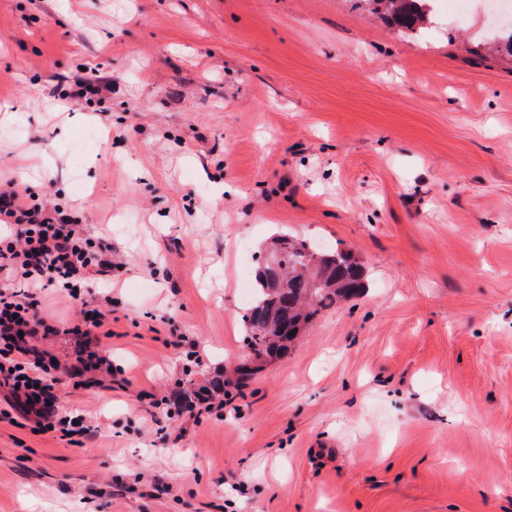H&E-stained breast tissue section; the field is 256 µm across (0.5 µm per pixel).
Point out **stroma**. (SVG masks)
<instances>
[{
    "label": "stroma",
    "instance_id": "stroma-1",
    "mask_svg": "<svg viewBox=\"0 0 512 512\" xmlns=\"http://www.w3.org/2000/svg\"><path fill=\"white\" fill-rule=\"evenodd\" d=\"M0 191L123 263L39 289L72 447L0 415V512H512V25L375 0H0ZM365 291L242 390L240 277L272 237ZM205 394L193 415L169 405ZM384 4L392 21L401 28L415 32L428 22L427 0H375ZM82 306V324L65 330L66 335L75 337L82 349L75 363L65 368V371L70 379H77L75 386L88 387L97 385L104 376H112V361L105 356H99L95 351H86L93 330L102 325L104 314L96 307L87 308L86 303ZM87 314H90V318H87Z\"/></svg>",
    "mask_w": 512,
    "mask_h": 512
}]
</instances>
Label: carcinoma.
Wrapping results in <instances>:
<instances>
[{"label":"carcinoma","mask_w":512,"mask_h":512,"mask_svg":"<svg viewBox=\"0 0 512 512\" xmlns=\"http://www.w3.org/2000/svg\"><path fill=\"white\" fill-rule=\"evenodd\" d=\"M385 6L392 21L415 32L428 22L427 0H375ZM281 263L287 270L282 288H269L268 267L258 264L255 275V300L244 315L249 329L248 347L252 356L263 361L281 358L304 327L318 319L322 311L339 300L359 295L364 284V271L349 251L318 250L287 235H278ZM292 335L285 336V331Z\"/></svg>","instance_id":"obj_1"}]
</instances>
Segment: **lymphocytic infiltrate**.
I'll return each instance as SVG.
<instances>
[{
	"mask_svg": "<svg viewBox=\"0 0 512 512\" xmlns=\"http://www.w3.org/2000/svg\"><path fill=\"white\" fill-rule=\"evenodd\" d=\"M0 223L9 229L0 236V272L23 283L19 289H0V385L10 388L14 406L32 423L34 432L83 446L90 435L85 417L60 414L52 401L61 375L83 387L109 375L111 361L88 348L103 313L91 308L81 325L70 328L82 350L65 368L29 344L32 338L56 332L42 317L33 290L58 285L69 297L79 299V286L89 275L106 277L114 268L112 246L85 238L80 225L70 223L59 209L20 204L12 193L0 194Z\"/></svg>",
	"mask_w": 512,
	"mask_h": 512,
	"instance_id": "lymphocytic-infiltrate-1",
	"label": "lymphocytic infiltrate"
}]
</instances>
